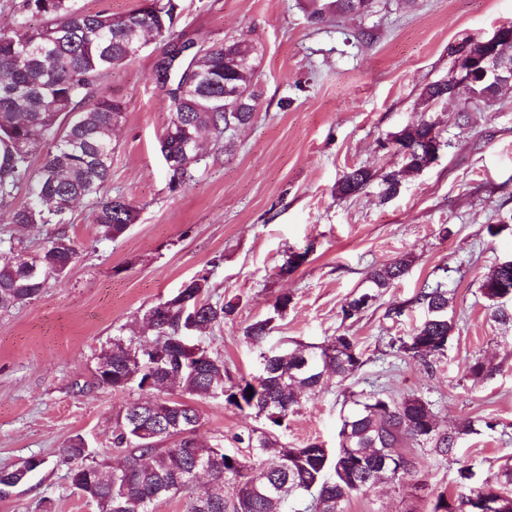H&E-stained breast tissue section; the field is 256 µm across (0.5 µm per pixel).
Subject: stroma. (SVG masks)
Wrapping results in <instances>:
<instances>
[{"label": "stroma", "instance_id": "1", "mask_svg": "<svg viewBox=\"0 0 512 512\" xmlns=\"http://www.w3.org/2000/svg\"><path fill=\"white\" fill-rule=\"evenodd\" d=\"M173 40L205 49L224 38L258 47L261 98L254 121L233 134V152L204 137L197 177L171 188L159 139L169 121L154 63L167 48L153 40L99 92L121 99L125 118L112 135L110 195L133 201L139 215L124 236L99 237L94 199L75 204L66 230L78 248L67 275L22 306L0 310V469L32 457L43 464L0 496V512H95L70 488L63 449L75 436L89 446L88 464L113 466L111 417L142 393L94 379L97 357L115 336L139 337L143 311L190 278L209 277L215 301L237 309L200 341L223 358L232 379L260 371L259 351L244 337L273 317L266 348L321 345L347 334L364 364L339 386L325 375L280 432L294 447L318 441L337 448L349 392L387 390L428 402L440 428L469 426L454 455L433 461L429 492L411 480L354 495L348 512H430L438 492L454 491L457 472L497 471L512 464V324L491 319L479 288L483 274L512 257V87L466 113L419 95L447 80L455 48L512 24V0H378L371 12L313 22L306 0H174ZM432 122L443 147L423 171L405 176L399 194L381 201L380 175L400 169L388 138ZM355 167L377 178L360 194L338 197L336 183ZM501 226L490 235L488 225ZM23 229L0 205V262L19 261L54 232ZM306 253L292 274L281 267ZM405 257L407 274L381 290L359 316L342 308L366 292L370 270ZM444 280L456 328L444 353L421 361L397 339L423 318L415 297ZM292 298L274 317L280 294ZM403 306L401 317L388 311ZM482 362L491 375L477 379ZM200 413L197 435L249 457L233 437L252 426L223 401L186 397ZM494 422L487 430L486 422Z\"/></svg>", "mask_w": 512, "mask_h": 512}]
</instances>
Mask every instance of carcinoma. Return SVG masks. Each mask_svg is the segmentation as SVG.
Instances as JSON below:
<instances>
[{
  "label": "carcinoma",
  "mask_w": 512,
  "mask_h": 512,
  "mask_svg": "<svg viewBox=\"0 0 512 512\" xmlns=\"http://www.w3.org/2000/svg\"><path fill=\"white\" fill-rule=\"evenodd\" d=\"M309 18L319 22L336 14L356 13L353 0H308ZM175 10L173 0L151 13L138 7L123 15L107 11L84 12L73 0H22L21 21L0 30V143L7 146L10 180H0V201L15 198L26 186L27 200L14 207L11 222L27 228L39 224H66L73 204L97 197L92 224L104 239L123 236L138 219V209L124 197H112L105 188L112 177V131L123 121L124 104L96 92L98 83L112 70L134 57V48L146 37L164 39ZM255 47L244 39L213 44L171 68L169 83L159 82L168 98L170 119L160 137L169 184L187 186L194 180L200 160L199 140L205 134L221 138L250 124L257 112ZM448 82L426 85L422 105L447 99ZM434 125L424 121L400 131L409 151L402 155L399 171L383 176L381 198L400 192L402 177L429 167L436 148L427 139ZM36 156L41 163L33 165ZM374 174L364 167L345 172L336 194L354 196ZM77 257V246L64 229L49 236L29 260L0 264V310L20 306L39 295L50 279H59ZM409 259L399 258L372 270L368 280L375 288H388L405 276ZM209 280L198 275L177 293L147 308L142 321L155 332L154 344L115 336L101 351L96 380L122 390L135 386L155 390L156 375L190 395L222 392L224 404L262 421V426L237 435L247 442L255 461L209 446L197 436L198 410L188 402L162 398L133 401L112 418V443L127 452L120 468L86 465L85 439H71L65 453L76 463L70 485L96 506V512H153L155 502L184 493L192 497L190 512H346L351 498L370 491L380 482L398 484L404 476L415 478V489L427 483L419 459L397 451L404 444L431 448L436 456L453 454L466 429H440L429 404L417 395L395 397L378 392H351L353 407L343 416L339 444L331 451L318 442L301 448L288 446L277 434L301 406L305 395L321 386L323 376L339 380L354 375L363 365L355 339L345 334L324 345L301 344L264 350L272 318L257 320L246 338L260 349V372L247 379L225 383L224 360L207 349L198 359L183 358L182 344L189 342L188 312L195 311L198 330L221 326L235 312L232 302H211ZM494 321L512 323V265H495L480 281ZM374 296L363 293L343 307L352 318L363 313ZM425 318L399 349L427 359L441 353L455 328L449 314L452 298L438 282L426 285L416 296ZM141 356L130 370L127 355ZM174 440L166 448L162 443ZM210 473V489L194 495L201 465ZM37 466L29 460L13 469L0 470V490L25 482ZM496 492L512 496V467L496 472L458 471L456 492L437 493L431 512H457L465 500Z\"/></svg>",
  "instance_id": "cac0c4a2"
}]
</instances>
